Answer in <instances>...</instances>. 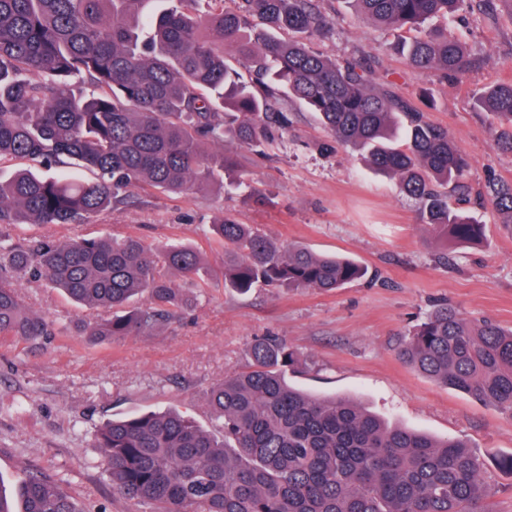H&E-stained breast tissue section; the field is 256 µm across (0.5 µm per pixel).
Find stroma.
Returning a JSON list of instances; mask_svg holds the SVG:
<instances>
[{
    "instance_id": "obj_1",
    "label": "stroma",
    "mask_w": 512,
    "mask_h": 512,
    "mask_svg": "<svg viewBox=\"0 0 512 512\" xmlns=\"http://www.w3.org/2000/svg\"><path fill=\"white\" fill-rule=\"evenodd\" d=\"M336 20L333 34L309 48L341 60L371 54L397 91L426 97L428 118L447 127L470 160L465 211L485 226L479 245L454 244L433 233L397 180L372 171L354 148L322 152L317 117L283 98L293 123L273 148L258 153L232 139L220 151L237 158L246 182L270 197L256 204L246 190L222 188L194 195L134 191L129 204L93 224H18L0 236L22 242L60 241L107 232L160 247L173 241L195 249L203 272L188 288L190 309L159 329L118 342L76 335L96 310L69 300L45 282H16L28 310L63 330L32 346L0 336V483L14 490L25 474L41 471L61 482L80 512H144L114 494L101 449L105 422L178 410L203 429L220 424L206 391L225 375L247 369L255 338L277 337L298 356L288 378L320 397L346 396L390 422L438 437L465 440L483 463L496 512H512V417L438 384L400 360L402 338L441 303L468 320L512 328V224L487 202L496 185H512V153L494 143L498 126L475 97L512 81V0L493 12L474 10L452 23L470 51L464 77L408 68L393 43L358 21L346 0H321ZM257 226L273 241L319 255L346 254L368 269L365 278L333 291L288 286L240 294L224 286V247L208 227L224 214Z\"/></svg>"
}]
</instances>
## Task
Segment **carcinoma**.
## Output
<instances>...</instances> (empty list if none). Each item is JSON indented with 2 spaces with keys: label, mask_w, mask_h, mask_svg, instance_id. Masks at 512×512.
<instances>
[{
  "label": "carcinoma",
  "mask_w": 512,
  "mask_h": 512,
  "mask_svg": "<svg viewBox=\"0 0 512 512\" xmlns=\"http://www.w3.org/2000/svg\"><path fill=\"white\" fill-rule=\"evenodd\" d=\"M149 0H0V160L27 158L54 175L21 171L0 183V226L93 224L137 189L189 195L238 174L209 146L228 136L263 149L288 129L285 95L316 113L331 141L360 150L398 179L430 228L458 244L478 243L480 224L453 201L469 167L448 129L392 83L377 84L373 61L310 51L330 33L319 0H167L143 19ZM358 17L398 34L407 64L456 82L468 51L448 27L427 29L475 0H348ZM476 106L503 128L512 152V82L485 88ZM88 170L90 180L69 170ZM512 224V186L491 190ZM224 241V287L260 285L332 291L367 269L339 256L276 245L225 215L211 225ZM200 277L186 245L152 249L139 238L66 242L0 238V335L37 344L55 321L28 311L23 275L100 311L80 328L95 342L141 336L189 304L163 269ZM146 293L151 306H131ZM413 368L512 416V329L469 321L443 303L401 345ZM252 366L207 393L216 435L177 411L112 420L95 437L112 491L150 512H494L481 464L468 445L391 425L346 397L292 387L293 352L267 338L251 345ZM0 512H80L41 472L0 490Z\"/></svg>",
  "instance_id": "1"
}]
</instances>
